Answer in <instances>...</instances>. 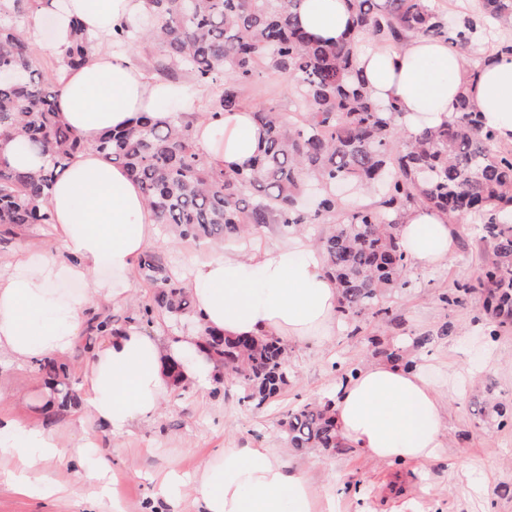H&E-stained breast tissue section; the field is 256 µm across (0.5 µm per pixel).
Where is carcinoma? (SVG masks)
<instances>
[{
  "mask_svg": "<svg viewBox=\"0 0 512 512\" xmlns=\"http://www.w3.org/2000/svg\"><path fill=\"white\" fill-rule=\"evenodd\" d=\"M45 2L0 0V70L23 74L20 81L0 79V140L22 137L45 155L37 172L0 164V225L8 231L52 223L51 187L68 160L87 148L58 119V86L33 67L25 23ZM349 2L351 29L326 41L300 28L298 0H146L156 24L139 30L124 23L114 29L112 41L133 52L156 47L157 74L187 76L215 88L219 113L250 108L247 89L272 71L288 81L301 111L288 117L271 101L254 109L266 129L265 142L230 171L207 162L191 138L190 121L176 113L163 122L144 113L129 128L103 133L93 148L126 168L157 223L182 240L218 246L272 225L287 234L313 235L326 272L338 285V315L350 324L368 317L390 321L387 297L408 283L395 214L423 205L451 221L471 217L492 261L479 270L476 284L456 285L443 301L456 304L481 288L482 310L496 336L512 326V148L484 126L463 96L442 127L407 133L395 108L367 92L354 50L359 42L397 49L411 37L440 40L473 70L486 20L512 28V0H479L476 12L458 18L433 0ZM72 30L59 57L67 71L85 65L95 44L80 19L72 21ZM347 183L378 193L376 204L345 208L338 189ZM138 268L160 288L154 303L143 307V323L153 324L157 307L171 314L174 326L194 314L186 288L156 250L146 251ZM107 327L114 333L122 329L108 316L88 321L92 336ZM204 335L210 355L244 389L243 401L250 406L264 407L288 385V352L281 340L229 338L210 330ZM38 370L54 382L59 408L76 404L68 378L61 377L64 366L49 357L39 361ZM473 401L481 421L506 411L488 387ZM281 428L298 451L340 446L328 401L289 412Z\"/></svg>",
  "mask_w": 512,
  "mask_h": 512,
  "instance_id": "cac0c4a2",
  "label": "carcinoma"
}]
</instances>
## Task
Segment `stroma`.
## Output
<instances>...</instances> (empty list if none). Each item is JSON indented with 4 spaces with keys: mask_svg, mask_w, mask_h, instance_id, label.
Returning a JSON list of instances; mask_svg holds the SVG:
<instances>
[{
    "mask_svg": "<svg viewBox=\"0 0 512 512\" xmlns=\"http://www.w3.org/2000/svg\"><path fill=\"white\" fill-rule=\"evenodd\" d=\"M455 228L457 251L451 262L410 267L408 287L389 296L395 324H372L356 334L342 321L335 336L321 343L289 345L290 383L259 411L241 402L234 382L213 381L204 388L175 389L152 421L113 434L78 409L44 415L38 405L43 377L36 363L1 357L0 413L49 424L59 433L60 453L37 468L73 485L74 492L52 500L36 493L22 496L0 484V512H89V491L74 486L69 460L70 449L85 436L97 441L96 458L112 468L110 493L121 512H164L166 496L189 498V478L215 449L286 447L280 421L292 409L326 400L336 386L337 368L372 361L371 336L408 344L427 333L430 343L415 356L434 386L448 396V447L441 457L427 463L383 464L345 443L305 455L293 451L289 457L311 477L319 498L337 496L336 512H512V421L479 422L470 410L473 388L479 384H494L497 397L512 402V329L489 336L479 295L454 305L442 301L443 293L473 280L492 258L473 225L460 221ZM31 246L61 249L55 235L42 226L16 228L0 233V265ZM129 282L126 302L96 304L91 314L111 316L122 325L136 322L140 305L151 302L156 290L135 272ZM445 322L456 326L454 335H437ZM172 470L180 482L160 491L157 475Z\"/></svg>",
    "mask_w": 512,
    "mask_h": 512,
    "instance_id": "1",
    "label": "stroma"
}]
</instances>
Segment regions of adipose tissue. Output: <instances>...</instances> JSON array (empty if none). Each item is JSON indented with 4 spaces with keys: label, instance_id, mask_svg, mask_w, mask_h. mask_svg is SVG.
<instances>
[{
    "label": "adipose tissue",
    "instance_id": "adipose-tissue-1",
    "mask_svg": "<svg viewBox=\"0 0 512 512\" xmlns=\"http://www.w3.org/2000/svg\"><path fill=\"white\" fill-rule=\"evenodd\" d=\"M145 0H50L31 14L26 36L36 52L61 54L80 18L101 40L122 23L147 17ZM348 0H300L298 22L313 37L347 33ZM355 64L370 95L394 103L399 120L415 133L444 125L459 94H466L486 128L512 142V56L484 53L475 70L441 41L408 40L402 48H357ZM192 108L180 84L146 75L123 51L93 52L65 79L56 106L87 144L57 176L51 197L52 228L66 251L17 254L0 268V356L30 363L63 356L83 330V315L101 301L129 296L127 275L155 240L156 218L124 167L93 148L109 129L132 125L140 113L166 119L163 107ZM191 137L211 165L227 168L250 159L265 137L252 112H201ZM397 235L412 265L447 263L457 248L447 215L414 206L398 217ZM187 287L199 322L227 336H276L306 343L336 333L338 294L321 254L308 238L261 248L243 247L191 260ZM109 268L113 280L97 278ZM80 282L64 299L53 296L60 277ZM217 368L198 331L159 336L132 324L105 333L85 374V414L121 432L154 419L167 402L173 373L184 383L208 384ZM330 410L343 440L372 460L422 463L448 446V399L422 364L370 362L337 384ZM57 432L0 415V456L15 463L5 480L16 492L53 498L62 486L47 481L37 459L54 457ZM196 512H316L314 486L280 448H220L204 462L192 485Z\"/></svg>",
    "mask_w": 512,
    "mask_h": 512
}]
</instances>
